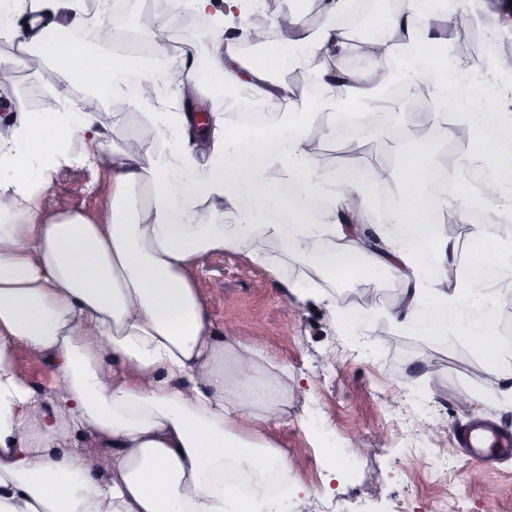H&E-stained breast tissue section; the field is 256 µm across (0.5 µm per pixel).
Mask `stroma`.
<instances>
[{
	"label": "stroma",
	"mask_w": 512,
	"mask_h": 512,
	"mask_svg": "<svg viewBox=\"0 0 512 512\" xmlns=\"http://www.w3.org/2000/svg\"><path fill=\"white\" fill-rule=\"evenodd\" d=\"M456 26L447 39L459 43L460 64L482 68L491 60H512V19L497 10L496 0L462 6ZM53 81L47 61L0 38V114L61 109L52 99ZM73 97L98 114L102 135L51 172L37 205L52 214L64 202L102 224L112 171L97 166V154L121 149L133 134L150 141L151 132L122 95L103 98L80 82ZM402 147L387 124H366L353 142L324 140L313 168L336 183L360 160L394 167ZM194 276L225 334L246 338L265 361L288 367V404L276 424L259 425L255 433L287 454L288 481L306 498L305 512H512V453L475 458L460 441L474 422L512 430V419L485 397L482 363L463 344L437 343L390 323L387 310L402 287L399 280L337 286L338 299L373 318L362 346L335 330L314 304L288 297L243 253L206 257ZM217 279L223 282L219 292L211 287ZM462 391L471 397L464 408ZM308 417L333 433L337 447L355 449L349 464L323 456L304 427Z\"/></svg>",
	"instance_id": "stroma-1"
}]
</instances>
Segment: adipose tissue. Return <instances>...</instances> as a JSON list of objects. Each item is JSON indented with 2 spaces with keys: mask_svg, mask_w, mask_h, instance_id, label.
I'll return each instance as SVG.
<instances>
[{
  "mask_svg": "<svg viewBox=\"0 0 512 512\" xmlns=\"http://www.w3.org/2000/svg\"><path fill=\"white\" fill-rule=\"evenodd\" d=\"M171 0L173 8L211 12L195 52L206 76L186 70L185 91L201 80L246 88L253 102L277 100V120H230L226 95L215 98L204 159L186 133L190 112H158L167 82L149 61L76 44L90 22L85 0H17L49 23H0V37L20 51L49 57L54 97L68 101L77 81L109 96L126 92L145 110L151 143L130 138L112 156L107 223L93 224L67 207L45 219L30 202L48 174L77 146L100 134L91 111L18 112L0 139V512H288L303 500L288 482V457L251 428L275 420L288 395V370L266 373L244 338L215 329L196 287L200 261L227 250L253 264L301 301L321 306L344 333L359 321L331 290L375 276L403 281L388 317L395 328L426 329L440 341L467 345L484 365L485 392L512 413V351L499 347L493 316L464 323L460 307L481 308L512 295V113L476 112L484 82L455 80L434 43L427 0H407L380 15L365 53L380 58L369 73L345 71L335 85L318 81L316 97H296L283 73L321 54L344 56L336 23L353 0H324L316 37L302 32L296 9L275 19L252 0ZM254 41L275 25L281 52L243 56L227 37L235 17ZM426 94L423 124L437 138L468 144L466 163L488 166L497 180L486 205L494 218L471 224L466 184L434 190L432 146L406 143L398 164L346 173L341 187L315 174L321 143L308 125L315 107L346 109L381 102L392 83ZM398 184L392 225H371L381 186ZM454 210L470 224L475 250L448 259ZM233 213L240 224L225 231ZM306 258L288 275L289 255ZM24 346L51 368L56 387L45 398L21 379L15 349ZM100 454H92V447Z\"/></svg>",
  "mask_w": 512,
  "mask_h": 512,
  "instance_id": "ef3b65f1",
  "label": "adipose tissue"
}]
</instances>
